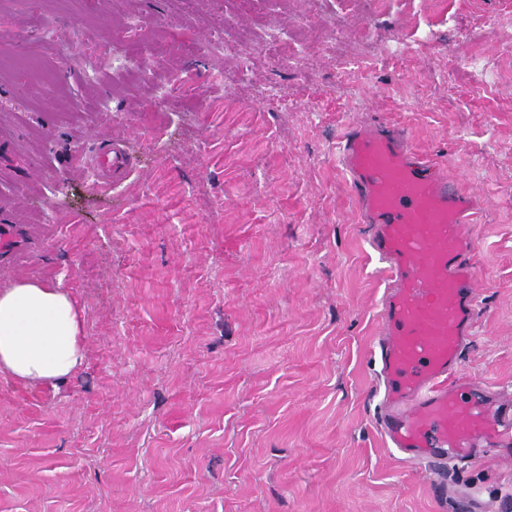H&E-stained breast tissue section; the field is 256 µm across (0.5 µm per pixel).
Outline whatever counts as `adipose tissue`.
Returning <instances> with one entry per match:
<instances>
[{
  "mask_svg": "<svg viewBox=\"0 0 512 512\" xmlns=\"http://www.w3.org/2000/svg\"><path fill=\"white\" fill-rule=\"evenodd\" d=\"M84 360L80 316L61 284L0 287V375L28 386L56 385Z\"/></svg>",
  "mask_w": 512,
  "mask_h": 512,
  "instance_id": "obj_1",
  "label": "adipose tissue"
}]
</instances>
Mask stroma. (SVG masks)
<instances>
[{
  "mask_svg": "<svg viewBox=\"0 0 512 512\" xmlns=\"http://www.w3.org/2000/svg\"><path fill=\"white\" fill-rule=\"evenodd\" d=\"M48 24L45 95L0 70V285L62 279L85 361L0 377V512H512V447L435 471L378 429L385 284L336 149L398 123L481 195L461 371L512 402V0H0Z\"/></svg>",
  "mask_w": 512,
  "mask_h": 512,
  "instance_id": "obj_1",
  "label": "stroma"
}]
</instances>
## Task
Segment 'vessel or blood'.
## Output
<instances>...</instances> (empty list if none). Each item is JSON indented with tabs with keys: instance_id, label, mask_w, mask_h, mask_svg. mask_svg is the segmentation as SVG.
Here are the masks:
<instances>
[{
	"instance_id": "vessel-or-blood-1",
	"label": "vessel or blood",
	"mask_w": 512,
	"mask_h": 512,
	"mask_svg": "<svg viewBox=\"0 0 512 512\" xmlns=\"http://www.w3.org/2000/svg\"><path fill=\"white\" fill-rule=\"evenodd\" d=\"M360 218L387 289L374 343L391 411L388 443L419 459L468 461L488 436L512 444V422L488 403L466 400L451 382L475 326L479 271L467 231L479 203L410 144L408 130L381 122L348 126L339 142Z\"/></svg>"
}]
</instances>
